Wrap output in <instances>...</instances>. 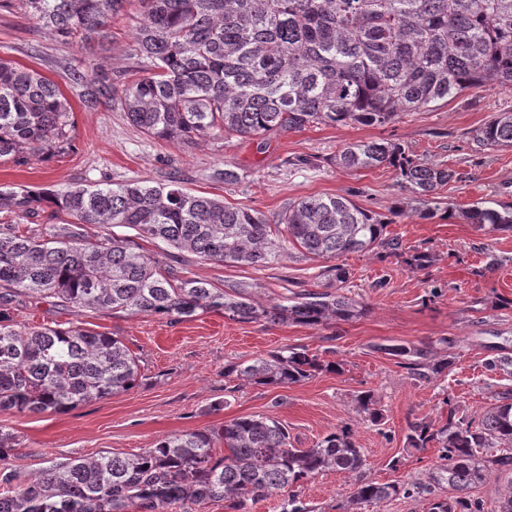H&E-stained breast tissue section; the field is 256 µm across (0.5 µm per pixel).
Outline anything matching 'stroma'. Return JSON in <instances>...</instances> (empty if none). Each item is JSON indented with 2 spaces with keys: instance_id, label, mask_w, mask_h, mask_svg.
I'll return each mask as SVG.
<instances>
[{
  "instance_id": "1",
  "label": "stroma",
  "mask_w": 512,
  "mask_h": 512,
  "mask_svg": "<svg viewBox=\"0 0 512 512\" xmlns=\"http://www.w3.org/2000/svg\"><path fill=\"white\" fill-rule=\"evenodd\" d=\"M136 0L110 24L112 49H90L77 39L62 41L30 19L21 0H0V58L41 73L56 83L72 106L75 142L70 152L51 158L29 155L25 165L0 159V186L24 184L58 189L74 184L146 180L166 182L177 175L186 188L276 219L288 204L309 196L341 195L364 208L387 213L406 200L407 189L393 169H345L334 156L351 143L390 140L420 161L452 172L439 195L454 210L478 201L512 203V147L478 148L475 131L499 112H512V90L487 86L466 91L447 103L405 112L380 126L318 125L272 134L265 142L209 137L187 147L151 138L132 126L117 103L86 106L74 74L91 75L94 65L137 78L132 42ZM307 166H299V159ZM231 163L242 178L227 186L212 180L213 170ZM399 239L400 255L351 253L338 262L350 272L345 293L368 308L362 317L309 328L263 321H239L216 312L197 313L177 324L156 316L123 312L73 313L34 300L14 313L19 324H67L120 337L140 365L139 383L109 399L78 405L65 414L0 413V426L17 441L20 465L44 467L51 459L88 457L101 452L126 455L152 447L169 433L221 427L224 421L260 414L288 428L298 448L345 423H352L363 448L367 479L423 484L434 467L433 448L406 450L410 423L445 420L449 407L481 417L498 392L512 388V375L489 370L498 357L512 358V233L476 231L463 218L420 219L407 212L388 225ZM430 255L416 270L407 260ZM501 264L487 266L488 254ZM327 262L292 253L263 267H234L186 258L190 277L217 286L246 281L260 284L263 299L302 290L323 291L331 284L321 272ZM426 344L448 359L446 372L430 380L411 376L383 344ZM285 347H298L321 360L341 363L285 388L251 384L224 373L225 365L249 362ZM372 391L383 413L380 423L355 421L354 397ZM397 468H390L391 460ZM353 476L329 472L281 490L249 506L248 512H281L294 494L313 512H344Z\"/></svg>"
}]
</instances>
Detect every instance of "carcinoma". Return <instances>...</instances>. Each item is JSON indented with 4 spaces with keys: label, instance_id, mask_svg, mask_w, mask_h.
I'll list each match as a JSON object with an SVG mask.
<instances>
[{
    "label": "carcinoma",
    "instance_id": "1",
    "mask_svg": "<svg viewBox=\"0 0 512 512\" xmlns=\"http://www.w3.org/2000/svg\"><path fill=\"white\" fill-rule=\"evenodd\" d=\"M127 0H23L52 35L90 46L111 44L110 22ZM129 55L147 76L117 89L99 74L87 103L116 100L148 136L194 144L206 137L264 139L309 126H384L402 112L446 103L485 85L512 88V0H139ZM71 106L35 70L0 59V158L19 165L72 149ZM480 147L512 146V113L476 130ZM348 169L387 165L415 196L419 216L456 217L436 196L453 174L417 161L400 144L346 145L334 158ZM212 178L241 180L224 165ZM46 214L26 230L0 225V412L60 413L136 386L139 363L121 339L76 321L20 327L12 309L23 297L49 299L76 312L160 316L171 323L197 311L231 319L311 328L366 314L359 301L335 292H303L266 303L261 285L220 288L186 276L174 264L185 253L202 262L263 267L295 250L328 260L377 249L399 254L386 227L406 212L379 215L340 195L298 200L274 222L246 207L195 194L180 178L77 185L36 191L0 187V212ZM476 229L512 232V204L479 201L461 211ZM110 228L95 239L86 225ZM163 246L162 262L141 245ZM414 376L442 375L448 360L428 345H378ZM339 365L288 347L224 373L252 384L288 387ZM355 412L383 419L370 390ZM224 445V455L213 448ZM407 447L437 449L425 487L441 483L458 495L429 502L428 512H484L469 491L491 475L508 478L497 512H512V389L479 419L448 405L445 421L409 425ZM15 436L0 427V512H204L224 502L229 512L324 472L355 477L348 512L413 496L395 482L363 478L366 457L342 426L310 448H295L281 422L237 417L218 429L167 434L137 454H98L48 461L38 470L16 464Z\"/></svg>",
    "mask_w": 512,
    "mask_h": 512
}]
</instances>
